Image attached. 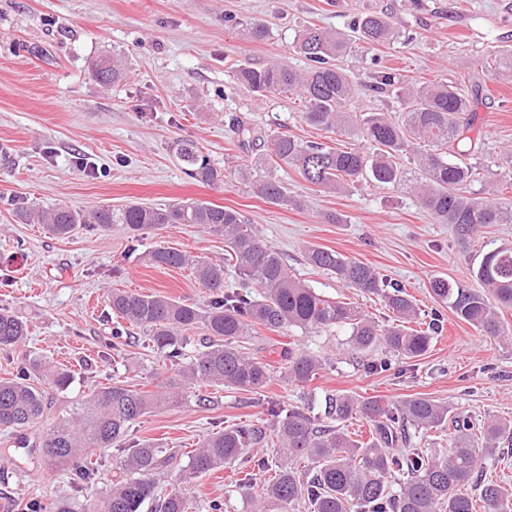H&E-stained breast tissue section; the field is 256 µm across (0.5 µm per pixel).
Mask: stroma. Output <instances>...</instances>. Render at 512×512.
Here are the masks:
<instances>
[{"mask_svg":"<svg viewBox=\"0 0 512 512\" xmlns=\"http://www.w3.org/2000/svg\"><path fill=\"white\" fill-rule=\"evenodd\" d=\"M382 10L392 13L398 39L335 61L357 85L354 111L400 117L399 101L371 88L384 67L409 84L446 81L466 92L479 87L470 189L512 207V168L501 162L512 149V79L481 67L512 48V0H0V306H9L30 330L25 345L0 351V379L15 376L32 356L50 358L74 375L67 390L46 388L45 414L23 434L0 430V495H9L13 512H27L30 503L45 510L66 497L94 512L101 484L75 486L70 472L48 466L37 446L42 432L100 385L119 381L152 391L177 376L142 332L110 349L119 320L106 303L107 291L202 305L209 293L190 270L155 268L142 255L162 246L224 261L223 237L198 224H172L136 243L118 228L86 227L57 239L42 225L18 220L26 207H161L187 199L231 207L285 254L296 277L325 297L357 303L379 324L391 321L382 297L309 266L305 252L312 246L374 266L405 285L422 319L439 315L442 330L427 353L412 363L396 360L383 373L353 360L343 330L285 337L256 329L241 344L269 365L264 395L208 387L201 404L190 389L182 400L137 419L128 440L149 439L173 453L162 489L186 482L189 512H210L213 500L223 501L224 512H251L236 465L189 479L183 468L208 433L249 421L272 425L271 398L282 409L313 415L328 393L384 402L426 396L476 422L489 415L512 420V345L481 335L430 292L432 278L467 279L475 259L512 245V224L486 226L463 249L410 190L358 181L334 192L286 167L276 174L302 204L269 203L253 193V155L238 146L229 125L238 115L261 132L335 145L334 134L304 122L296 96H256L234 82L231 67L281 62L305 69L293 49L302 29L342 32L355 18ZM254 18L268 22V40L242 36L243 22ZM112 54L122 57L126 75L105 86L90 77L88 65ZM184 140L202 148L223 183L208 186L185 173L176 153ZM329 214L337 223H326ZM288 341L326 359L306 385L284 378L279 351Z\"/></svg>","mask_w":512,"mask_h":512,"instance_id":"1","label":"stroma"}]
</instances>
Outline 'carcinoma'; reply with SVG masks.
<instances>
[{
	"mask_svg": "<svg viewBox=\"0 0 512 512\" xmlns=\"http://www.w3.org/2000/svg\"><path fill=\"white\" fill-rule=\"evenodd\" d=\"M253 41L271 35L267 25L253 21L243 25ZM395 36L393 17L385 12L360 16L351 33L304 29L295 52L309 61L296 70L273 62L262 67L239 64L234 79L260 97L296 94L301 98L304 121L336 135L365 142L331 147L321 142H302L279 133L269 136L267 149L254 166L271 158L293 168L307 182L340 190L356 178L413 190L422 208L439 224L451 226L461 247L469 245L481 228L489 224H511L512 211L495 202L475 197L469 191L472 167L462 161L475 147L474 118H465L471 101L447 83L408 86L390 68L378 72L376 88H397L405 116L392 120L384 112L358 114L349 109L353 85L349 75L332 64L354 44L368 47L389 42ZM89 74L103 85L120 81L121 60L97 58ZM238 144L257 147L260 137L238 116L230 120ZM177 153L192 179L214 185L223 181L220 169L203 155L196 144L185 141ZM407 158L418 170L408 178ZM258 197L273 203L301 205L288 195L286 185L270 175L255 181ZM24 224H41L54 237H68L79 226L100 230L121 228L129 238L167 224H200L224 234V264L166 247L147 255L156 268H188L211 295L200 307L157 294L131 293L114 288L107 294L116 317L151 336L153 347L178 368L180 382L164 391L144 392L118 382L101 386L78 403L73 414L51 425L40 448L57 466H70L83 483L102 480V463L93 459L98 448L118 446L127 428L151 406L174 397L177 386L203 384L257 394L271 382L268 364L243 351L239 339L261 326L278 334L299 330L342 329L353 354L382 346L396 357L417 360L425 355L440 329L439 315L421 321L418 308L406 287L384 278L373 266L339 252L311 247L307 263L336 275L349 288L385 298L394 315L382 326L351 302L332 300L298 279L283 255L266 241L233 208L205 201L179 202L164 207L132 203L123 208L97 207L88 211L66 206L25 208L18 212ZM232 269L239 286L224 290V276ZM477 282L473 287L455 279L436 277L432 293L448 303L455 316L489 338L507 339L512 329L499 312L512 309V247L497 248L469 270ZM202 326L203 349L190 356V339L182 332ZM29 336V325L9 307H0V349L16 348ZM285 377L304 385L316 378L325 360L301 348L284 350ZM71 371L57 368L44 357H30L18 373L0 380V427L19 431L43 417L44 395L34 382L58 390L67 389ZM275 418L272 434L260 424L228 426L204 436L189 456V473L205 474L235 463L245 472L246 494L253 512H265L267 504L281 512H293L298 502L309 512H512V485L484 474L488 461L498 462L501 449L512 447V421L489 418L480 434L467 416L452 412L445 402L425 396H409L396 402L359 399L346 394L324 396L323 412L312 417L300 410L282 414L271 407ZM361 417L369 422L370 437L354 439L344 422ZM448 433L450 450L420 448L414 438L430 431ZM271 441L276 459L254 460L248 448ZM115 465L97 512H143L146 502L157 498L158 476L170 467L174 456L155 443L143 440L119 449ZM308 458L312 469L301 472L296 460ZM272 471L274 476L255 492L249 490L252 471ZM159 512H188L185 490L173 488L157 504Z\"/></svg>",
	"mask_w": 512,
	"mask_h": 512,
	"instance_id": "cac0c4a2",
	"label": "carcinoma"
}]
</instances>
